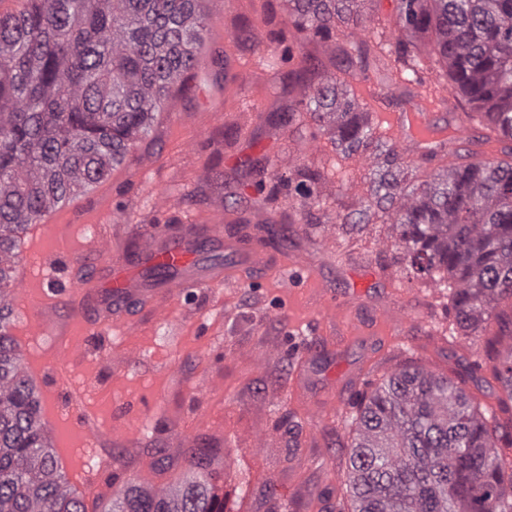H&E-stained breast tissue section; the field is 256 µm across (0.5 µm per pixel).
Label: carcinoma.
<instances>
[{
	"label": "carcinoma",
	"mask_w": 512,
	"mask_h": 512,
	"mask_svg": "<svg viewBox=\"0 0 512 512\" xmlns=\"http://www.w3.org/2000/svg\"><path fill=\"white\" fill-rule=\"evenodd\" d=\"M367 0H288L292 26L329 43L336 22L363 26ZM395 47L355 40L333 47L355 77L369 61L406 80L409 48L433 31L443 78L483 122L512 142V0H398ZM209 18L201 0H24L0 17V512H86L58 468L4 313L17 234L44 212L105 179L146 135L181 76L203 63ZM326 76L298 100L345 151L375 140L372 112ZM295 186L307 216L319 175ZM375 205L393 207L397 258L422 276L446 272L449 313L475 333L512 297V163L441 166L404 192L399 172H377ZM499 377L512 399V345ZM338 512H512V460L457 383L401 369L358 400ZM204 458L152 488L127 483L103 512H224Z\"/></svg>",
	"instance_id": "obj_1"
}]
</instances>
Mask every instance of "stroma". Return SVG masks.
I'll use <instances>...</instances> for the list:
<instances>
[{
  "label": "stroma",
  "instance_id": "stroma-1",
  "mask_svg": "<svg viewBox=\"0 0 512 512\" xmlns=\"http://www.w3.org/2000/svg\"><path fill=\"white\" fill-rule=\"evenodd\" d=\"M396 4L372 0L365 27L337 26L335 42L394 44ZM203 5L206 63L172 87L133 159L81 199L120 211L107 235L110 255L124 258L152 227L174 232L222 216L224 243L205 254L238 267L241 282L173 298L167 316L136 310L129 328L92 326L79 337L62 363L99 428L81 461L107 457L122 479L161 488L201 455L222 476L226 512H334L354 400L404 367L458 383L505 446L512 407L494 369L512 344V299L476 335H462L447 290L395 259L389 217L360 231L337 225V215L371 202L372 163L344 155L313 119L292 117L304 91L336 73L331 46L297 34L284 0ZM286 42L295 61L282 57ZM267 164L283 175L320 173L311 216L287 192L257 191ZM237 240L268 262L243 264L228 249ZM330 291L352 298L343 321L321 314ZM130 428L139 431L132 440Z\"/></svg>",
  "mask_w": 512,
  "mask_h": 512
}]
</instances>
